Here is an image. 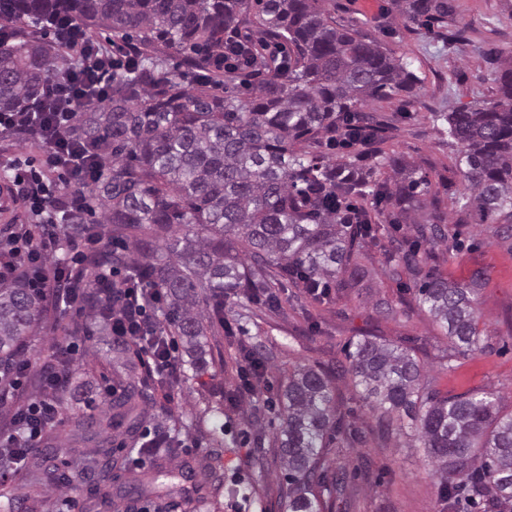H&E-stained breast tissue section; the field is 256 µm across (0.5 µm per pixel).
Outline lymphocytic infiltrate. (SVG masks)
<instances>
[{"label":"lymphocytic infiltrate","mask_w":512,"mask_h":512,"mask_svg":"<svg viewBox=\"0 0 512 512\" xmlns=\"http://www.w3.org/2000/svg\"><path fill=\"white\" fill-rule=\"evenodd\" d=\"M58 45L70 53L73 62L67 76L50 78L44 88V99L49 112H1L0 132L25 129L39 136L46 155L48 171L58 173L67 192L66 199L82 201L83 190L97 177V169L86 168L71 152L66 137L77 112L93 98H103L112 89V73L124 58L123 50L97 49L86 32L69 22L53 26ZM60 229L58 225L39 223L31 225L23 234L13 236L6 250H0V284L25 277L28 288L57 301L76 305L77 283L93 287L95 282L112 281L113 271L100 268L94 279H87L84 271L88 255L101 251L103 239L94 238L74 243L72 256L59 254ZM124 302L112 311L113 332L137 344L139 359L147 373L171 379L180 372L173 340L159 342L143 340L141 329L151 322L153 311L163 309L164 298L159 290H150L138 279L118 281ZM65 383L58 371L48 370L45 397L30 401L18 414L19 431L26 447H33L42 432L58 414L53 393Z\"/></svg>","instance_id":"1"}]
</instances>
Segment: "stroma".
I'll use <instances>...</instances> for the list:
<instances>
[{
  "label": "stroma",
  "instance_id": "1",
  "mask_svg": "<svg viewBox=\"0 0 512 512\" xmlns=\"http://www.w3.org/2000/svg\"><path fill=\"white\" fill-rule=\"evenodd\" d=\"M451 2L455 13L444 24L404 20L392 0H334L331 8L337 25L353 28L410 62L419 79L414 96L372 103L365 113L383 129L385 150L428 178L433 198L428 215L444 217L454 212L463 184L456 148L433 115L493 97L499 64L512 56V0ZM392 212L385 207L378 244L357 256L362 278L347 297L318 304L302 299L279 310L226 298L225 321L214 324L208 338L213 362L196 379L185 365L176 384L147 380L135 354L118 358L106 352L99 336L65 335L70 313L42 320L23 348L31 372H46L57 347L77 351L72 381L59 404L58 443L86 448L71 422L99 416L104 390L118 371L144 382L142 410L152 424L167 430L173 444L156 449L141 467L101 474L84 470L82 457L58 459L71 485L48 490L29 512H89L91 503L112 498L117 487L138 479L148 480L149 487L125 498L129 512H168L174 500L185 502L187 512H281L282 462L273 443L279 418L267 400L279 394L295 368L338 366L349 342L370 333L415 347L442 394L490 390L512 410V243L497 239L492 225L472 221L458 227L462 247L454 258L438 261L437 272L458 282L479 269L487 273L478 302L489 348L457 356L444 369L439 364L446 346L443 330L414 302L412 287L389 281L381 266L384 250L412 235L410 225L394 223ZM247 356L262 363L258 391L250 399L238 392ZM333 388L338 415L358 431L357 439L332 448L329 455L355 473L346 502L337 504L335 512H452L425 450L406 434L381 435L376 414L350 376L336 377ZM212 462L221 479L217 488L194 477L196 469Z\"/></svg>",
  "mask_w": 512,
  "mask_h": 512
}]
</instances>
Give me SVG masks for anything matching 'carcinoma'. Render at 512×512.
<instances>
[{
	"label": "carcinoma",
	"instance_id": "1",
	"mask_svg": "<svg viewBox=\"0 0 512 512\" xmlns=\"http://www.w3.org/2000/svg\"><path fill=\"white\" fill-rule=\"evenodd\" d=\"M411 22L448 20L449 0H393ZM330 0H0V20L41 26L73 22L100 30L134 49L127 68L112 76V93L87 104L71 128L75 156L102 166L89 187L100 205L57 210L68 215V242L102 236L101 225L137 251L104 248L86 266L124 268L167 298L164 329L178 338L193 375L206 373L207 333L224 322V297L267 296L282 306L303 296L320 302L331 288L339 296L356 286L355 256L377 236L386 201L393 222L413 225L414 237L394 241L384 253V274L413 281L418 305L448 338V354L487 350L477 290L485 273L467 283L426 269L443 247L452 257L458 233L443 218L418 220L430 185L403 173L398 157L380 147L382 129L360 112L374 100L413 93L418 77L380 44L336 26ZM248 24L262 42L288 48L287 64L244 44L224 45V35ZM180 59L174 67L171 60ZM70 62L52 42L0 43V111L46 112L43 88ZM496 95L440 115L460 147L456 166L463 192L455 202L462 224L476 212L512 240V62L496 78ZM343 135L350 145L372 146L374 168L392 176L370 183L354 160L331 161L311 144ZM371 197V208L350 203ZM115 288H88L80 302L102 333L112 332ZM50 312L21 279L0 286V415L3 433H17L21 398L10 386V366ZM346 369L380 420L382 435L403 415L441 476L444 496L476 512H512V411L492 392L444 396L426 378L413 349L370 335L349 343ZM333 371L300 367L279 395L275 444L283 465L284 512H333L348 487L347 471L328 477L330 442L352 435L336 416ZM146 397L127 381L100 417L129 437L148 422L138 412ZM64 445L31 455L7 448L0 467H15L19 481L9 501L37 503L67 475L52 464Z\"/></svg>",
	"mask_w": 512,
	"mask_h": 512
}]
</instances>
